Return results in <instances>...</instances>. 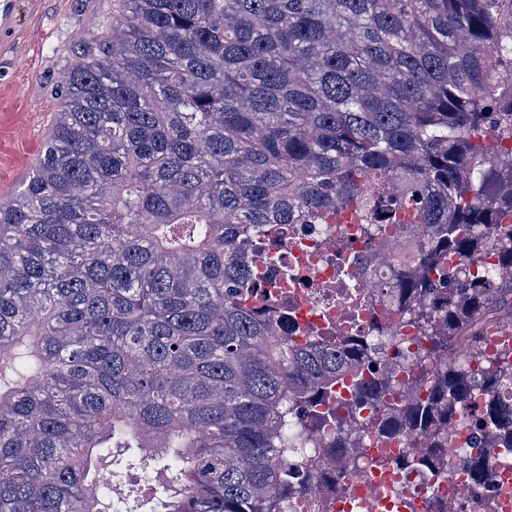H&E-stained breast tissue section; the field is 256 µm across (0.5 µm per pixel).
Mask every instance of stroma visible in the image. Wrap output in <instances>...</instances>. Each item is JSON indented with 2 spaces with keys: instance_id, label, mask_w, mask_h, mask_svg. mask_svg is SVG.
<instances>
[{
  "instance_id": "1",
  "label": "stroma",
  "mask_w": 512,
  "mask_h": 512,
  "mask_svg": "<svg viewBox=\"0 0 512 512\" xmlns=\"http://www.w3.org/2000/svg\"><path fill=\"white\" fill-rule=\"evenodd\" d=\"M112 23V0H0V198L34 168L56 121L78 33Z\"/></svg>"
}]
</instances>
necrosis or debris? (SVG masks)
<instances>
[{
  "label": "necrosis or debris",
  "mask_w": 512,
  "mask_h": 512,
  "mask_svg": "<svg viewBox=\"0 0 512 512\" xmlns=\"http://www.w3.org/2000/svg\"><path fill=\"white\" fill-rule=\"evenodd\" d=\"M366 230L346 214L323 230L315 224L283 225L254 257L257 304L299 343L316 336L349 339L383 327L387 339L380 365L392 378L389 397H424L425 388L401 368L403 357L419 351L420 337L381 294L390 269L357 261ZM330 405L340 419L358 413L365 423L364 445L329 452L337 433L321 428L314 436L315 453L298 460L316 482L289 499L288 512H512V460H501L500 449H486L492 471L486 487L478 488L455 455L471 440L470 426L446 429L433 469L412 468L401 465V457L428 448L430 436L382 431V407L357 404L347 377L337 384Z\"/></svg>",
  "instance_id": "1"
}]
</instances>
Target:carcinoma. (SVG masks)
<instances>
[{
  "mask_svg": "<svg viewBox=\"0 0 512 512\" xmlns=\"http://www.w3.org/2000/svg\"><path fill=\"white\" fill-rule=\"evenodd\" d=\"M64 85L0 201V512H287L334 387L390 385L364 376L385 333L294 343L246 304L251 247L344 212L426 340V396L382 427L512 448V361L472 368L512 314V0H112ZM384 223L421 230L391 253Z\"/></svg>",
  "mask_w": 512,
  "mask_h": 512,
  "instance_id": "carcinoma-1",
  "label": "carcinoma"
}]
</instances>
